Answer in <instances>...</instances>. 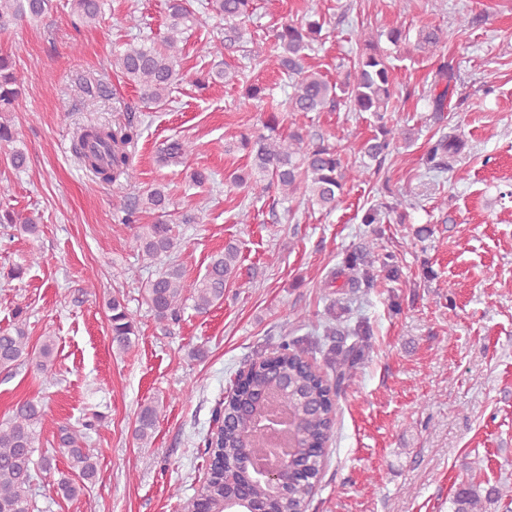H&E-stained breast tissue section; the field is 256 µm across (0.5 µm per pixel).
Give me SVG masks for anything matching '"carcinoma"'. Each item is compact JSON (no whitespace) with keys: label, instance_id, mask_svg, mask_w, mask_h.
I'll return each mask as SVG.
<instances>
[{"label":"carcinoma","instance_id":"1","mask_svg":"<svg viewBox=\"0 0 512 512\" xmlns=\"http://www.w3.org/2000/svg\"><path fill=\"white\" fill-rule=\"evenodd\" d=\"M73 5L78 28L94 26L102 18L104 0H73ZM51 8L52 0H0V31L20 21L37 22ZM166 9V33L161 43H128L112 59L115 71L137 88L141 99L155 105L168 101L178 76L176 66L183 51L184 34L198 22L190 0H167ZM210 10L224 19V46H240L244 36L241 24L253 15L254 0H211ZM323 26V21L308 18L283 23L272 29L262 42V49L250 50L248 55L262 58V63L288 79L292 89L288 96L290 112H321L343 103L351 112L372 113L378 122L377 134L362 142L361 153L380 164L399 140H408V130L396 122L388 123L386 118L397 93L394 68L387 55L362 31L357 40L365 49L355 55L346 72H336V81H329L306 65L308 52L322 40ZM19 94L14 53L1 51L0 113L14 111ZM270 108L265 123L267 133L241 137L240 145L248 151L250 169L245 174H232V183L248 189L256 199L274 192L289 200L301 191L310 204L326 210L335 208L347 181L362 177L364 170L345 168L340 151L322 138L308 141L298 130L281 133L277 105L272 103ZM137 137V127L130 121L112 127L89 125L74 136L72 150L80 164L102 181L130 186L137 181V169L130 159L129 147ZM459 150L457 139L441 135L429 147L425 163L430 169H444ZM192 151V142L176 138L161 148L160 158L166 164L179 165ZM171 205L172 198L162 185L143 191L125 205L124 222L138 228L130 242L137 256L160 261L178 249L179 225L205 223L204 211L199 208L181 213L179 222H173L169 219ZM147 211L157 214L152 224L140 223V214ZM0 224H9L22 233L37 231L34 219L20 221L7 208L0 212ZM240 261L238 245L229 241L224 250L210 257L202 278L191 284L186 283L183 267L173 262L163 264L144 288L146 304L156 323L164 328L178 323L189 300L199 313L224 302V286L236 275ZM106 306L112 345L126 351L139 335L138 314L117 292ZM54 346L52 336L43 337L35 346L30 344V336L17 323L11 330L0 331V369L27 362L38 373L46 374L53 366ZM364 355L363 340L355 328L342 331L341 344L334 349L330 361L335 373L333 383L312 367L296 340L284 341L275 351L247 361L237 373L233 393L214 411V418L223 419V428L205 440L206 453L214 458L224 457V469H213L196 494L180 502L181 512H195L202 501L210 512H257L265 503L268 488L264 483L252 485L245 497L238 480L232 477L241 466L245 441L266 449V440L254 424L255 397L263 391L270 392L275 409L300 421L301 435L294 465L283 481V496L288 499L291 512H307L325 459V453L317 454L313 449L325 448L332 438L336 424L333 394L353 378ZM272 363L288 379L284 392L278 390V382L269 373ZM42 417L38 403L24 401L16 404L11 415L0 423V512H32L30 491L34 477L40 471L51 472L56 451L67 458L69 467V472L56 482V492L62 497L69 499L84 493L96 477L98 457L85 446L82 434L66 426L59 429L58 448L34 458L37 425ZM157 418L158 408L151 402L141 406L137 414L134 438L145 448L152 443ZM505 499L512 501L511 489L492 486L483 490L481 484L469 480L455 488L450 502L452 512H494Z\"/></svg>","mask_w":512,"mask_h":512}]
</instances>
